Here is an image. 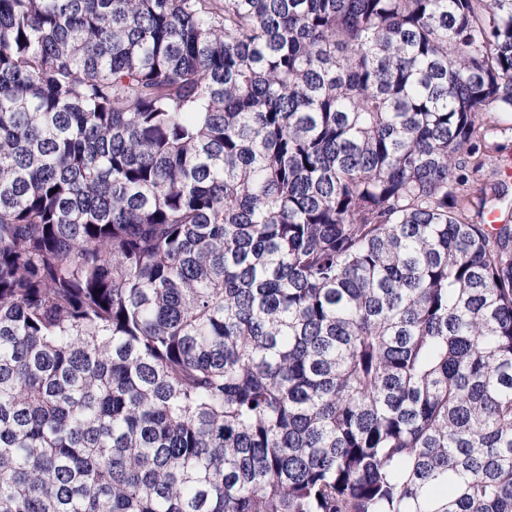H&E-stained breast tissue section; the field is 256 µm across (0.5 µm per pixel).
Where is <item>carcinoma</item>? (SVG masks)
<instances>
[{"instance_id":"carcinoma-1","label":"carcinoma","mask_w":512,"mask_h":512,"mask_svg":"<svg viewBox=\"0 0 512 512\" xmlns=\"http://www.w3.org/2000/svg\"><path fill=\"white\" fill-rule=\"evenodd\" d=\"M512 0H0V512H512ZM490 146V155L496 157L497 167H490L497 169L496 174H493L491 169H486L483 176L477 177V180L468 185L470 191L475 195L479 194V189L483 188L487 193H491L495 185L500 182H505L509 188V193H512V131L506 130L502 133L498 131L496 136L488 139ZM497 146V150H495Z\"/></svg>"}]
</instances>
